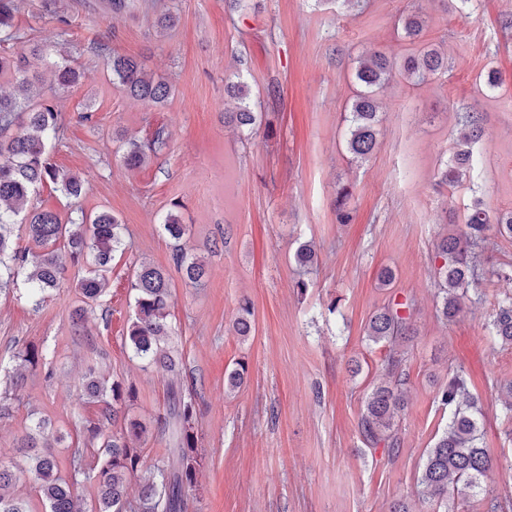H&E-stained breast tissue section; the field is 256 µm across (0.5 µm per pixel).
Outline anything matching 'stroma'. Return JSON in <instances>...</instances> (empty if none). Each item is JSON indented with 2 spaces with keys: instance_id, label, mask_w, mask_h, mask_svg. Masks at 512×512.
<instances>
[{
  "instance_id": "stroma-1",
  "label": "stroma",
  "mask_w": 512,
  "mask_h": 512,
  "mask_svg": "<svg viewBox=\"0 0 512 512\" xmlns=\"http://www.w3.org/2000/svg\"><path fill=\"white\" fill-rule=\"evenodd\" d=\"M420 9L425 42L448 60L445 74L412 85L393 78L379 94L377 146L363 163L346 149L345 117L356 92V58L368 50L406 53L396 31L401 15ZM175 11L174 28L155 21ZM70 17L61 36L56 15ZM16 25L29 36L67 39L81 72L77 87L58 92L62 135L53 159L86 181L68 199L53 185L37 203L61 217L106 209L128 232L109 284L89 308L82 329L71 312L82 298L74 277L34 305L25 287L0 294V370L33 345L47 360L27 375L22 399L0 419V464L13 467L10 494L41 512L33 476L16 449L34 421L60 437L53 454L68 470L74 449L101 406L80 398L88 370L135 390L127 411L147 428L144 467L166 457L171 383L190 393L201 454L186 512H432L419 496L427 453L448 426L450 411L436 393L449 373L465 374L479 398L482 446L494 466L481 485L512 490V440L505 432L500 387L512 380V346L493 335L490 316L511 283H493L481 302L463 300L456 320H443L434 269L435 245L462 230L466 206L481 202L490 216L512 210V0H364L350 9L335 0H251L242 13L224 0H134L113 12L112 0H18ZM99 41L138 59L172 87L164 106L123 93L110 81ZM502 74L491 89L480 76ZM242 81L264 115L252 133L225 123L235 103L227 84ZM92 110L93 121L81 118ZM481 117L472 143L474 165L461 185L439 171L457 148L461 113ZM160 127L168 150L130 170L121 155ZM352 189V221H336V189ZM178 210L188 231L179 245L204 257V284H185L173 263L175 245L161 229ZM311 243L317 265L299 293L294 254ZM149 264L172 280L173 343L179 376L132 355L123 332L134 314L126 282ZM394 273L381 286L382 270ZM252 304L255 331L240 338L233 321L242 300ZM405 301L414 305L410 339L397 351L407 377L397 421L398 445L367 447L359 428L365 399L388 349L366 337L371 316ZM246 373L227 392L237 364Z\"/></svg>"
}]
</instances>
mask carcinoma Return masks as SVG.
<instances>
[{"label":"carcinoma","mask_w":512,"mask_h":512,"mask_svg":"<svg viewBox=\"0 0 512 512\" xmlns=\"http://www.w3.org/2000/svg\"><path fill=\"white\" fill-rule=\"evenodd\" d=\"M16 0H0V43L23 41L29 44L26 54L10 55L0 51V78L10 75L24 92L39 82L41 75L36 62L53 58L50 69L56 85L70 88L79 81V72L69 56L52 55L53 44L34 40L14 25ZM423 30V20L413 13L402 20L403 37L415 41ZM112 82L130 96L154 106L163 104L171 94V86L145 74L139 63L124 55L110 53L107 57ZM448 71V62L431 45H422L415 52L402 57L388 56L381 51L371 52L357 61L354 79L359 86L350 106V126L346 146L356 159L366 160L377 144L379 112L376 94L392 77L419 84ZM227 93L240 101L233 112L224 113V120L238 128L252 132L262 123L263 113L256 112L249 102L248 86L239 82L228 86ZM56 108V94L21 98L0 96V293H8L17 286L19 278L29 290L35 305H40L42 294L59 287L65 278L67 266L85 269L75 288L84 303H94L108 285L107 273L114 253L124 246L125 225L108 210L91 217L80 215L62 219L59 214L32 203L39 187L52 183L69 197H79L85 181L59 169L53 160L52 142L59 139L62 126ZM462 138L466 141L480 137V118L476 112L461 116ZM167 148L163 130L156 129L148 139V149L131 142L122 155L129 168L143 166L148 155L157 156ZM471 154L461 150L440 171L441 180L449 185L459 182L471 167ZM351 192L342 186L336 192V214L339 221L350 220L347 200ZM489 215L481 204L473 205L465 222V231L441 238L437 257L442 263L435 269L438 294L441 295V314L448 322L461 312V300L468 287L496 277L512 280V263H502L493 271H484L477 262L476 250L485 242ZM25 227L32 246L19 248L14 243L16 226ZM163 230L176 242L174 264L182 280L198 285L206 276V262L199 256L184 251L179 245L186 234V225L178 216L168 213ZM129 288L134 292V317L127 326L126 336L133 355L165 368L177 375L181 365L177 349L169 343L173 335L169 321L172 283L169 274L151 265H142L134 271ZM410 305L397 303L376 312L369 321L367 338L375 344L394 345L410 329ZM490 326L495 336L512 344V296L497 302ZM239 336L252 333V310L249 304L240 306L233 322ZM15 358L19 368L9 377L7 390L0 402L18 399L26 378L24 369L35 370L44 365L43 355L34 346L20 349ZM400 360L394 351L384 360V378L374 386L367 397L359 426L368 445L393 448L398 443L395 419L404 408L406 378L399 371ZM85 399L103 404L100 417L87 427L88 443L101 450L102 462L95 474L97 495L89 508L78 504L74 483L63 476L50 451L57 441L48 426L37 421L18 443L27 471L34 475L38 492L46 504L45 512H182L185 489L195 482L199 463L198 448L193 432L195 406L180 386L168 391V425L174 448L166 460L156 466V479L140 484L138 495L129 497L132 479L142 463L139 442L146 428L135 418L124 417L123 427L106 434L109 425L125 413L126 402L133 398V388L119 380L89 372L82 383ZM437 399L453 408L448 428L428 451L426 462L418 479L422 494L434 505V512H459L454 492H468L480 487L482 477L492 460L480 445V413L477 400L470 393L466 376L456 371L439 387ZM15 479V474L0 466V512H32L24 501L7 496L3 490ZM486 512H507L512 498L506 494L487 492L484 495Z\"/></svg>","instance_id":"carcinoma-1"}]
</instances>
